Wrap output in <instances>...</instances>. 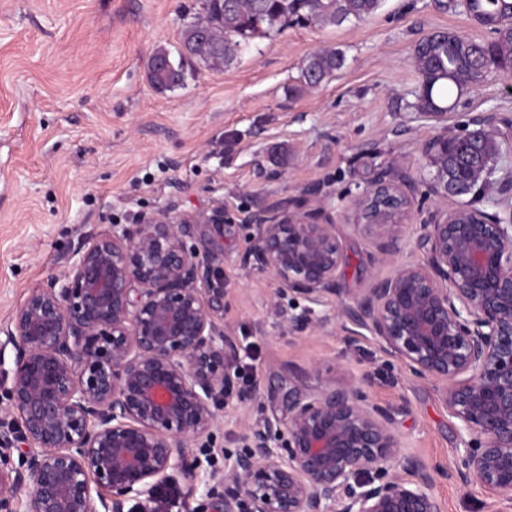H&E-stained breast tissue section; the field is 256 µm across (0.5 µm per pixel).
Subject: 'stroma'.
Listing matches in <instances>:
<instances>
[{
    "mask_svg": "<svg viewBox=\"0 0 512 512\" xmlns=\"http://www.w3.org/2000/svg\"><path fill=\"white\" fill-rule=\"evenodd\" d=\"M199 0H0V323L28 287L116 224L169 209L190 217L224 203V330L246 358L224 396L212 466L245 447V427L287 420L290 391L364 383L389 408L403 459L427 466L441 512H512L477 484L461 485L456 421L439 384L412 376L366 330L350 334L341 303L426 260L419 227L451 208L512 209V81L490 75L433 117L412 104L422 79L414 45L446 30L489 33L433 0H383L369 17L339 25L284 24L252 38L227 66L182 55ZM345 56L321 85L302 89L306 59ZM181 62L184 81L157 91L149 62L158 50ZM493 126L507 148L488 197L437 192L427 146ZM405 185L409 213L395 250L360 218L357 202L379 176ZM305 197L335 224L339 295L317 306L325 329L303 322L306 300L279 292L248 260L259 216ZM291 325L281 335L283 325ZM262 391L244 394L253 380Z\"/></svg>",
    "mask_w": 512,
    "mask_h": 512,
    "instance_id": "stroma-1",
    "label": "stroma"
}]
</instances>
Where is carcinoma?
<instances>
[{"mask_svg":"<svg viewBox=\"0 0 512 512\" xmlns=\"http://www.w3.org/2000/svg\"><path fill=\"white\" fill-rule=\"evenodd\" d=\"M381 0H206L204 11L215 32L204 34L197 22L183 31L184 54L198 56L213 65H227L239 53L242 43L275 25L298 23L341 24L373 14ZM464 12L493 34L490 41L432 33L413 49V64L422 77V90L412 107L418 112H446L444 102L456 90L481 83L493 72L512 74V0H467ZM344 55L323 50L311 55L302 69L304 84L316 87L344 66ZM153 84L169 89L183 82L182 65L168 63L167 69H152ZM434 139L429 145L435 175L450 176L452 196L477 193L486 171L502 152L503 143L491 133L481 139L480 159L475 161L469 143L457 138Z\"/></svg>","mask_w":512,"mask_h":512,"instance_id":"cac0c4a2","label":"carcinoma"}]
</instances>
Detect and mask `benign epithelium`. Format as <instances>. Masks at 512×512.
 Instances as JSON below:
<instances>
[{
	"instance_id": "benign-epithelium-1",
	"label": "benign epithelium",
	"mask_w": 512,
	"mask_h": 512,
	"mask_svg": "<svg viewBox=\"0 0 512 512\" xmlns=\"http://www.w3.org/2000/svg\"><path fill=\"white\" fill-rule=\"evenodd\" d=\"M383 189L404 202L374 224L393 246L405 194L380 179L359 205ZM305 206L258 225L249 260L311 316L339 292L342 252L335 225ZM202 226L224 238V201L188 220L114 224L0 324V353L13 352L8 367L0 358V512H155L179 476L211 495L224 487L222 512H441L426 467L395 471L390 413L360 385L289 395L288 423L248 425L247 447L222 471L188 459L211 447L236 379L220 321L224 247L201 256L188 245ZM419 230L426 261L397 267L341 315L442 385L459 481L511 501L512 212L458 208Z\"/></svg>"
}]
</instances>
